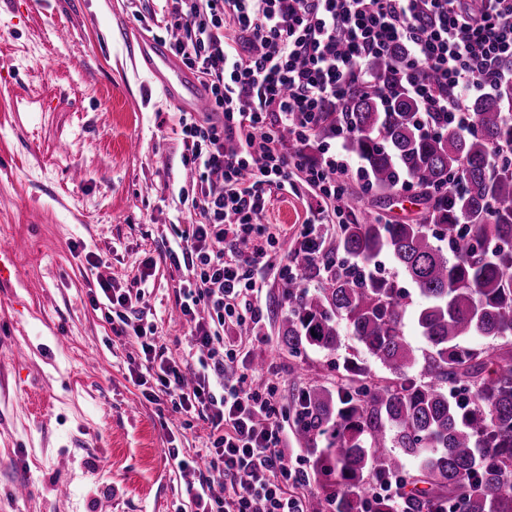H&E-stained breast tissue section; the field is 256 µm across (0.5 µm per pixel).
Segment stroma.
<instances>
[{"label": "stroma", "instance_id": "obj_1", "mask_svg": "<svg viewBox=\"0 0 512 512\" xmlns=\"http://www.w3.org/2000/svg\"><path fill=\"white\" fill-rule=\"evenodd\" d=\"M164 0H0V246L18 255L17 277L0 292V512H193L169 449L204 455L202 417L155 403L135 381L145 361L119 339L118 309L91 303L109 283L143 289L136 309L196 383V355L181 318L179 282L167 259L199 217L198 173L187 164L179 117L142 60L136 33L168 42ZM362 207L409 223L419 202L402 193L359 197ZM315 201L272 190L267 225L287 210L289 259ZM257 326L269 338L264 362L289 413L306 383L335 388L346 359L374 378L387 372L348 327L335 352L295 357L279 332L285 282L262 268Z\"/></svg>", "mask_w": 512, "mask_h": 512}]
</instances>
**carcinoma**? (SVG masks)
<instances>
[{"label": "carcinoma", "instance_id": "obj_1", "mask_svg": "<svg viewBox=\"0 0 512 512\" xmlns=\"http://www.w3.org/2000/svg\"><path fill=\"white\" fill-rule=\"evenodd\" d=\"M372 68L378 89L326 104L314 142L335 125L348 128L344 147L371 192L387 197L410 176L424 211L413 224L386 222L346 191L336 245L344 274L328 258L329 273L311 288L316 256L306 248L292 255L297 277L284 288L281 326L288 351L336 350L343 321L391 375L378 383L351 358L343 367L349 386L333 395L315 384L299 395L297 434L322 478L308 512H361L365 503L370 512H512V167L491 162L495 149L512 144V85L467 101L472 131L427 134L395 70L381 58ZM382 254L423 300L415 310L427 345L421 360L402 330L404 291L371 273ZM476 338L504 343H467ZM478 448L489 449L490 464L473 477ZM410 460L418 475L400 503L364 501L367 479L383 483Z\"/></svg>", "mask_w": 512, "mask_h": 512}]
</instances>
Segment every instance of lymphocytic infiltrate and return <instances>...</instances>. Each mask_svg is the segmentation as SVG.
<instances>
[{"label": "lymphocytic infiltrate", "instance_id": "1", "mask_svg": "<svg viewBox=\"0 0 512 512\" xmlns=\"http://www.w3.org/2000/svg\"><path fill=\"white\" fill-rule=\"evenodd\" d=\"M167 27L180 30L175 57L207 86L216 119L180 116L188 163L199 172L200 223L187 225L171 264H183L181 313L197 352V383L186 389L179 367L156 342L154 325L124 321L118 334L135 340L144 374L156 377L173 406L209 424L207 473L193 496L196 512H308L307 495L288 492L299 478L288 464V416L275 368L258 372L250 358L260 339L242 325L264 319L251 294L263 285L253 267L281 264L283 228L259 221L267 188H296V174L318 199L322 244L343 223L337 198L349 163L320 146L321 158L298 148L322 121L326 104L345 101L352 87L373 90L375 58L403 49L398 82L423 111L444 112L448 127L469 131L463 107L474 93L491 95L512 82V0H166ZM291 128L292 142L280 137ZM235 370L226 378L225 370Z\"/></svg>", "mask_w": 512, "mask_h": 512}]
</instances>
